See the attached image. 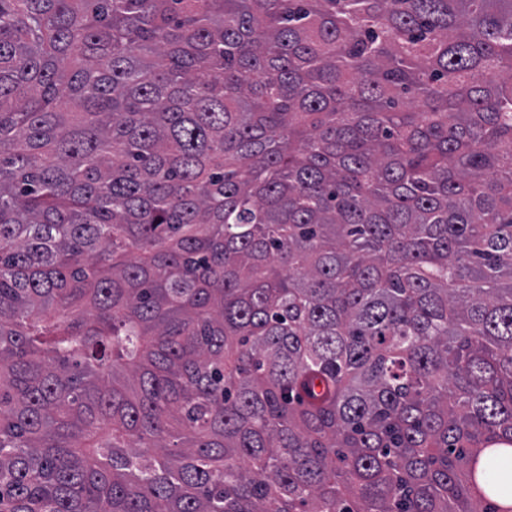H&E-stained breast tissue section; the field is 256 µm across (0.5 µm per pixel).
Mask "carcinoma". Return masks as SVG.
Returning a JSON list of instances; mask_svg holds the SVG:
<instances>
[{
    "label": "carcinoma",
    "instance_id": "carcinoma-1",
    "mask_svg": "<svg viewBox=\"0 0 512 512\" xmlns=\"http://www.w3.org/2000/svg\"><path fill=\"white\" fill-rule=\"evenodd\" d=\"M0 512H512V0H0Z\"/></svg>",
    "mask_w": 512,
    "mask_h": 512
}]
</instances>
